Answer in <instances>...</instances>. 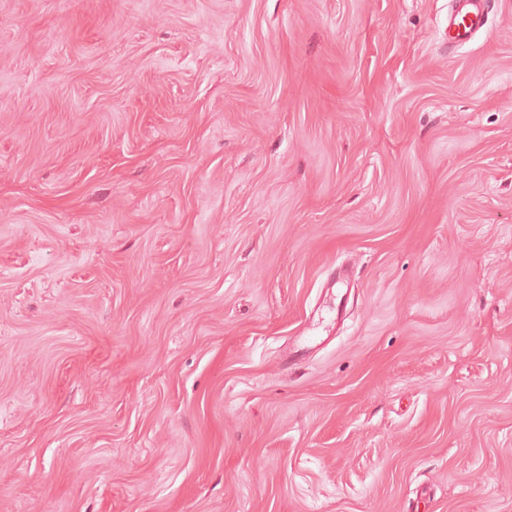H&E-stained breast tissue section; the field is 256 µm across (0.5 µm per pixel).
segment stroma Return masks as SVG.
I'll list each match as a JSON object with an SVG mask.
<instances>
[{"instance_id": "35a3bbf8", "label": "stroma", "mask_w": 512, "mask_h": 512, "mask_svg": "<svg viewBox=\"0 0 512 512\" xmlns=\"http://www.w3.org/2000/svg\"><path fill=\"white\" fill-rule=\"evenodd\" d=\"M0 0V512H512V0ZM494 0H452L448 15V46L462 47L487 24Z\"/></svg>"}]
</instances>
